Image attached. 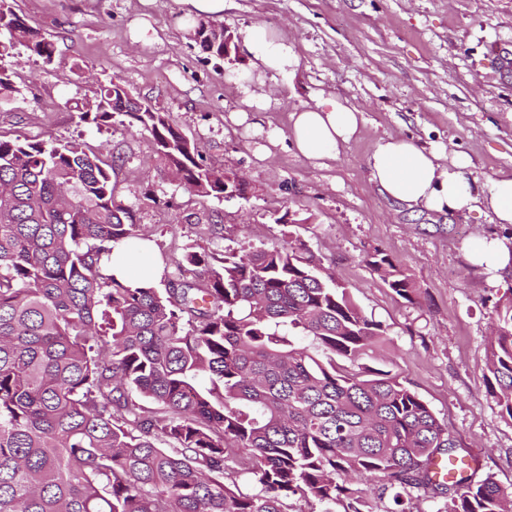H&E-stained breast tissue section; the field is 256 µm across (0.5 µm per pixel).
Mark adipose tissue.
I'll use <instances>...</instances> for the list:
<instances>
[{
  "mask_svg": "<svg viewBox=\"0 0 512 512\" xmlns=\"http://www.w3.org/2000/svg\"><path fill=\"white\" fill-rule=\"evenodd\" d=\"M237 44L250 68L241 75L244 106H262L253 84L267 77L288 75L298 57L288 39L261 27L241 32ZM359 111L334 97L318 98L291 115L290 139L297 152L308 159H336L342 148L360 133ZM465 157L447 156L444 148L424 147L414 139L380 140L367 159L370 179L388 198L410 208L434 213L463 215L477 205L491 212L493 223L512 225V174L491 180L486 192H478L465 178ZM471 262L489 272L512 266V239L489 235L469 247Z\"/></svg>",
  "mask_w": 512,
  "mask_h": 512,
  "instance_id": "obj_1",
  "label": "adipose tissue"
}]
</instances>
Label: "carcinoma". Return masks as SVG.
I'll return each mask as SVG.
<instances>
[{
    "label": "carcinoma",
    "mask_w": 512,
    "mask_h": 512,
    "mask_svg": "<svg viewBox=\"0 0 512 512\" xmlns=\"http://www.w3.org/2000/svg\"><path fill=\"white\" fill-rule=\"evenodd\" d=\"M188 35L224 58V28L199 20ZM20 46L52 61L53 44L0 0V60ZM15 92L0 66V104ZM77 111L98 126L127 117L179 186L224 199V167L122 84ZM146 240L85 145L0 139V512H288L292 496L373 512L366 484L389 495L387 512L427 488L439 512H505L512 492L471 483L429 404L365 366L385 331L306 242L189 251L164 264V288L102 274L113 245L135 261ZM364 262L417 302L387 252ZM494 312L485 387L512 421V294ZM437 454L459 460V477L434 482ZM235 469L252 492L224 483Z\"/></svg>",
    "instance_id": "obj_1"
}]
</instances>
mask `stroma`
<instances>
[{
    "mask_svg": "<svg viewBox=\"0 0 512 512\" xmlns=\"http://www.w3.org/2000/svg\"><path fill=\"white\" fill-rule=\"evenodd\" d=\"M14 11L54 46L52 63L17 49L4 65L16 87L0 108V138L79 141L117 173L119 197L137 211L153 258L206 249L245 253L304 240L389 341L369 366L397 374L433 409L465 453L468 475L512 491V421L486 394L497 296L512 268L491 274L468 246L496 232L487 210L441 215L380 193L367 157L380 139L412 136L466 155L479 190L512 171V0H225L220 26L281 32L295 73L267 78L265 108H244L238 74L176 24L178 0H13ZM121 82L169 112L205 162L237 170L247 198L201 199L155 162L151 134L114 122L81 123L76 105ZM362 114L361 132L335 160H309L290 143L292 112L319 95ZM382 248L415 280L398 297L361 261Z\"/></svg>",
    "mask_w": 512,
    "mask_h": 512,
    "instance_id": "stroma-1",
    "label": "stroma"
}]
</instances>
